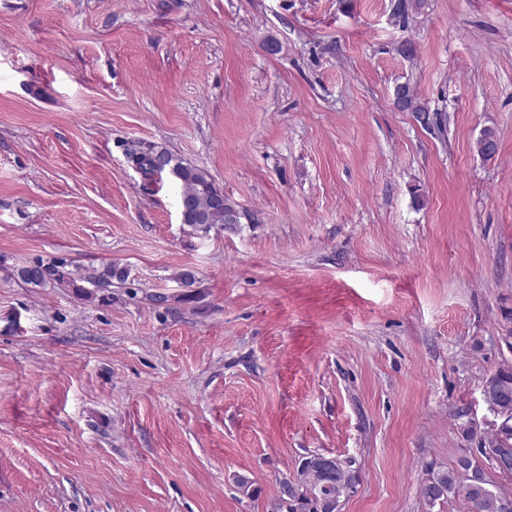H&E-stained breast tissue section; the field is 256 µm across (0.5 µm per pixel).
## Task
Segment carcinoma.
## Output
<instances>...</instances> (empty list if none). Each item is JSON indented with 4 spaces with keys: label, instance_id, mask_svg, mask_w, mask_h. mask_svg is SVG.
I'll return each mask as SVG.
<instances>
[{
    "label": "carcinoma",
    "instance_id": "carcinoma-1",
    "mask_svg": "<svg viewBox=\"0 0 512 512\" xmlns=\"http://www.w3.org/2000/svg\"><path fill=\"white\" fill-rule=\"evenodd\" d=\"M394 105L402 112L415 113L419 122L425 126L439 128L444 125L445 119L441 113L430 112L407 83L395 89ZM157 152L158 149L154 147L146 153L133 149L128 153V158L147 174L152 172L151 155ZM176 166L179 168L177 182L180 198L187 202L184 223L191 226L202 223H241L243 214L238 205L228 197L224 198L223 209H210V198L222 194V188L206 172L179 162ZM16 275L20 281L33 288L43 287L53 281L59 286L73 288L82 293L87 292L88 285L104 290L112 287L113 281L123 283L128 278L126 270L112 264L100 269L78 268L73 272L65 269L63 265H44L38 262L17 269ZM497 385L500 405L511 408V365L500 368ZM463 434L474 447L468 449V453L461 456L454 467L441 469L430 465L425 468L420 482V494L424 504L432 510L451 499L461 497L468 504L476 503L479 512H512V499L504 498L496 482L490 477L496 467L487 453V447L496 442V438L485 436L471 420L464 426ZM298 469L305 473L308 482L312 484L316 498H309L300 488L288 494L284 490L285 483L282 482L279 485L276 512H334L330 504L343 498L351 486L360 483V474L352 464L340 457L336 458V469L330 475L313 470L304 458L299 462Z\"/></svg>",
    "mask_w": 512,
    "mask_h": 512
}]
</instances>
